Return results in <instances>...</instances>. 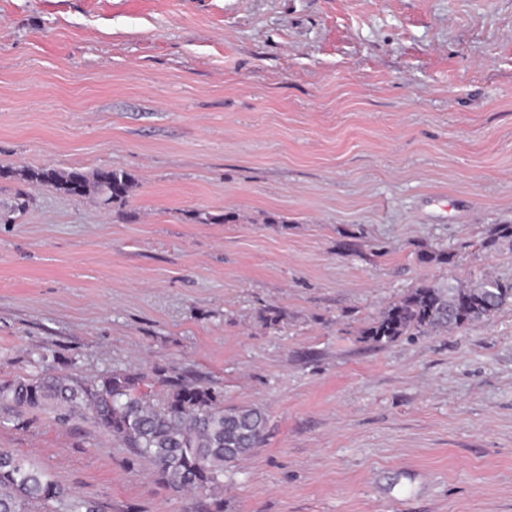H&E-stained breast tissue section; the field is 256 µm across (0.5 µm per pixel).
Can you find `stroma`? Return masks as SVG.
I'll use <instances>...</instances> for the list:
<instances>
[{
  "instance_id": "stroma-1",
  "label": "stroma",
  "mask_w": 512,
  "mask_h": 512,
  "mask_svg": "<svg viewBox=\"0 0 512 512\" xmlns=\"http://www.w3.org/2000/svg\"><path fill=\"white\" fill-rule=\"evenodd\" d=\"M2 167L133 190L0 179V384L260 407L224 512H512V304L361 335L419 285L512 280V0H0ZM0 448L101 512L196 503L82 417L0 406ZM17 174L31 185L49 187L56 192L75 196L73 171L55 168H28L19 170ZM82 177L81 197L92 192L105 206L125 200L131 188V177L122 170L111 169L92 174L86 173ZM111 186L112 191H110Z\"/></svg>"
}]
</instances>
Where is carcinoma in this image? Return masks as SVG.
Listing matches in <instances>:
<instances>
[{"label":"carcinoma","mask_w":512,"mask_h":512,"mask_svg":"<svg viewBox=\"0 0 512 512\" xmlns=\"http://www.w3.org/2000/svg\"><path fill=\"white\" fill-rule=\"evenodd\" d=\"M18 175L30 184L75 195V172L28 168ZM131 177L111 169L83 175L81 195L103 205L126 199ZM512 303V282L491 276L467 284L434 283L405 293L368 323L363 335L375 344L403 336L448 331L482 321ZM162 407L145 401L140 376L114 371L94 380L45 374L0 386V404L20 412L48 410L61 423L80 414L109 432L123 447L151 463L170 489L198 493L199 512H224V477L259 447L267 416L258 407H224L212 386L165 377ZM0 512H99L45 469L0 448Z\"/></svg>","instance_id":"1"}]
</instances>
